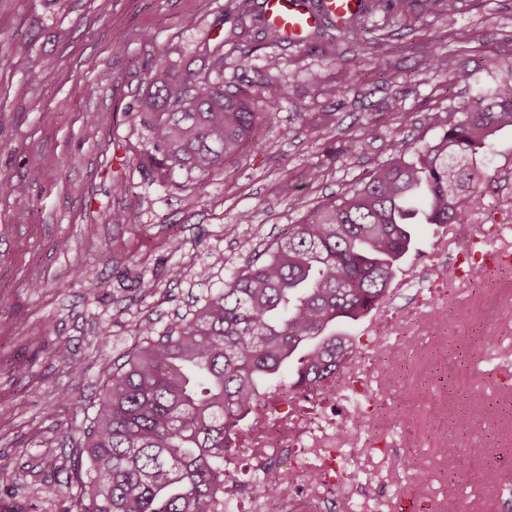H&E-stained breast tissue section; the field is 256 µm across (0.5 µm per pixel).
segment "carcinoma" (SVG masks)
<instances>
[{
    "mask_svg": "<svg viewBox=\"0 0 512 512\" xmlns=\"http://www.w3.org/2000/svg\"><path fill=\"white\" fill-rule=\"evenodd\" d=\"M459 0H421L429 13L457 11ZM411 0H365L336 26L348 40L377 12L407 18ZM374 74H399L381 57ZM455 84L471 96L429 115L436 137L400 149L366 180L290 225L208 295L191 316L171 323L121 364L103 367L99 407L68 435L74 448V512H219L224 498V440L245 433L247 408L293 366L288 389L311 385L354 360L349 328L381 305L401 263L416 247L418 224H470L484 188L479 158L512 129V79L488 83L469 72ZM133 111L148 130V156L162 176L186 169L201 176L245 148L261 149L248 90L224 86L217 49L203 72L176 78L160 58ZM296 476L258 486L284 495Z\"/></svg>",
    "mask_w": 512,
    "mask_h": 512,
    "instance_id": "obj_1",
    "label": "carcinoma"
}]
</instances>
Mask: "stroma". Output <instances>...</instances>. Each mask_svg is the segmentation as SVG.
I'll return each mask as SVG.
<instances>
[{"label": "stroma", "instance_id": "35a3bbf8", "mask_svg": "<svg viewBox=\"0 0 512 512\" xmlns=\"http://www.w3.org/2000/svg\"><path fill=\"white\" fill-rule=\"evenodd\" d=\"M367 26L346 42L323 23L303 44H271L234 0H0V466L29 470L22 486L0 492V512H70L66 432L93 411L103 365L140 345L141 326L163 333L394 147L433 137L428 113L467 94L430 69L429 46L486 81L512 76V0H461L455 14H425L410 29L379 15ZM218 47L225 83L250 80L256 111L276 112L258 121L263 147L203 178L177 170L159 179L148 129L131 107L159 55L195 71ZM374 54L398 82L341 80L342 60ZM271 57L286 86L256 84ZM403 112L413 125L401 124ZM313 164L315 181L307 177ZM483 164L492 180L485 203L511 196L512 131ZM19 183L23 192H14ZM244 210L250 221L241 224ZM118 212L137 220L116 222ZM487 222L479 210L470 224L419 225L401 277L422 269L435 240L471 236ZM93 280L101 285L94 297ZM492 293L482 281L458 288L437 334L410 338L377 440L312 450L314 460L332 452L348 459L335 500L314 502L312 512H401L405 503L412 512L448 503L456 512H507L512 334L486 343L495 323L472 314ZM60 339L65 360L53 353ZM64 393L71 404H61ZM460 418L472 430L456 454H444L437 428ZM485 459L497 484L478 478Z\"/></svg>", "mask_w": 512, "mask_h": 512}]
</instances>
